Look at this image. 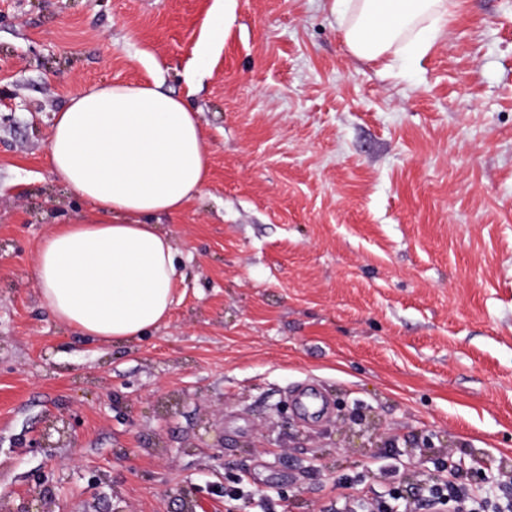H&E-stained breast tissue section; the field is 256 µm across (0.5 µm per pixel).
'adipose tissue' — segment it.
Listing matches in <instances>:
<instances>
[{"mask_svg": "<svg viewBox=\"0 0 512 512\" xmlns=\"http://www.w3.org/2000/svg\"><path fill=\"white\" fill-rule=\"evenodd\" d=\"M331 11L356 57L412 59L442 36L448 0H331ZM48 156L93 211L39 244L32 275L43 304L92 341L147 336L168 320L178 275L176 240L156 218L181 213L208 179L197 112L151 84L88 89L56 112Z\"/></svg>", "mask_w": 512, "mask_h": 512, "instance_id": "adipose-tissue-1", "label": "adipose tissue"}]
</instances>
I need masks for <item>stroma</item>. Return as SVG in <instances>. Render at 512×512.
<instances>
[{
	"mask_svg": "<svg viewBox=\"0 0 512 512\" xmlns=\"http://www.w3.org/2000/svg\"><path fill=\"white\" fill-rule=\"evenodd\" d=\"M329 4L237 0L202 60L213 0H0L12 512L36 487L52 512H334L339 480L414 490L443 460L486 512L512 503V0H451L409 65L354 57ZM115 81L187 96L209 178L160 220L184 276L167 325L112 344L57 322L31 266L89 213L50 166L53 114ZM303 381L336 405L321 426L288 402Z\"/></svg>",
	"mask_w": 512,
	"mask_h": 512,
	"instance_id": "1",
	"label": "stroma"
}]
</instances>
